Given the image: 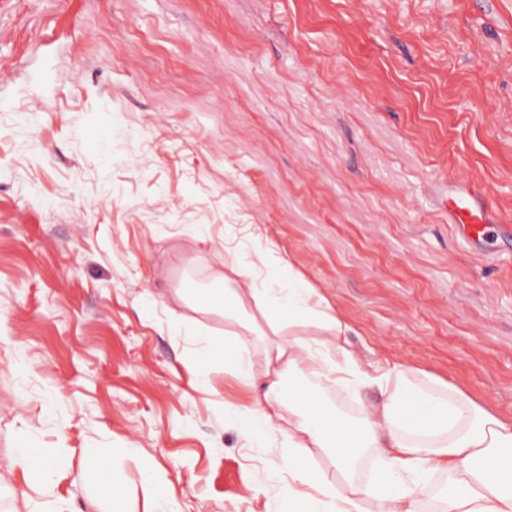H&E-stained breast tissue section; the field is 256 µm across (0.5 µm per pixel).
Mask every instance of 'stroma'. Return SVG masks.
Returning a JSON list of instances; mask_svg holds the SVG:
<instances>
[{
    "label": "stroma",
    "mask_w": 512,
    "mask_h": 512,
    "mask_svg": "<svg viewBox=\"0 0 512 512\" xmlns=\"http://www.w3.org/2000/svg\"><path fill=\"white\" fill-rule=\"evenodd\" d=\"M0 73V512L24 489L148 512V476L175 512H279L288 445L243 435L257 390L199 356L224 317L176 294L255 234L360 367L512 418V0H0ZM458 182L498 215L493 258L441 206ZM12 463L24 473L28 485L46 487L52 468L41 448L31 441H20L12 450Z\"/></svg>",
    "instance_id": "stroma-1"
}]
</instances>
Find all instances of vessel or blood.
<instances>
[{
  "instance_id": "vessel-or-blood-1",
  "label": "vessel or blood",
  "mask_w": 512,
  "mask_h": 512,
  "mask_svg": "<svg viewBox=\"0 0 512 512\" xmlns=\"http://www.w3.org/2000/svg\"><path fill=\"white\" fill-rule=\"evenodd\" d=\"M448 212L461 238L473 250H481L486 228L495 223L496 217L480 191L466 184L453 186L448 192Z\"/></svg>"
}]
</instances>
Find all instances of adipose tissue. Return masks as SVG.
Returning a JSON list of instances; mask_svg holds the SVG:
<instances>
[{"label":"adipose tissue","mask_w":512,"mask_h":512,"mask_svg":"<svg viewBox=\"0 0 512 512\" xmlns=\"http://www.w3.org/2000/svg\"><path fill=\"white\" fill-rule=\"evenodd\" d=\"M272 253L266 245L225 264L194 295L228 325L223 340L206 343L203 361L264 386L236 413L241 428L255 439L275 430L288 442L281 512H422L423 477L434 472L448 477L437 512H512V420L418 367L361 370L347 348L352 326L321 289L293 271L275 287L262 279ZM330 384L374 385L379 398L351 418L326 404ZM369 455L380 477L364 483L357 472ZM319 456L326 465H316ZM12 463L28 484H49L52 468L33 442H18Z\"/></svg>","instance_id":"obj_1"}]
</instances>
